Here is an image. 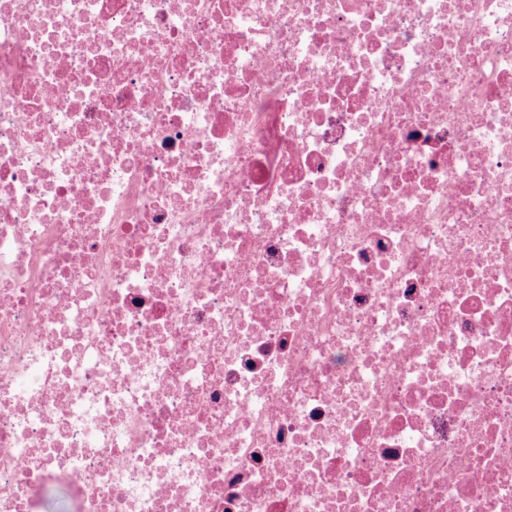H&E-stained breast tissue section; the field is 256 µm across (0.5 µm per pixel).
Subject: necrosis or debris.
Wrapping results in <instances>:
<instances>
[{"mask_svg": "<svg viewBox=\"0 0 512 512\" xmlns=\"http://www.w3.org/2000/svg\"><path fill=\"white\" fill-rule=\"evenodd\" d=\"M512 512V0H0V512Z\"/></svg>", "mask_w": 512, "mask_h": 512, "instance_id": "1", "label": "necrosis or debris"}]
</instances>
